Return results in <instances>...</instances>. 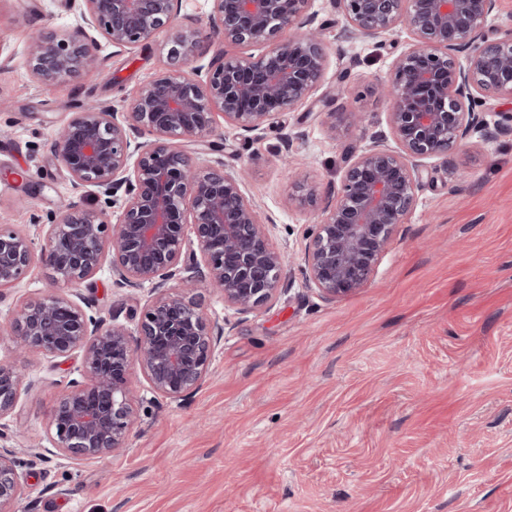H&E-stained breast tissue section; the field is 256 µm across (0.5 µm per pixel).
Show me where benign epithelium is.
I'll list each match as a JSON object with an SVG mask.
<instances>
[{"instance_id":"1","label":"benign epithelium","mask_w":512,"mask_h":512,"mask_svg":"<svg viewBox=\"0 0 512 512\" xmlns=\"http://www.w3.org/2000/svg\"><path fill=\"white\" fill-rule=\"evenodd\" d=\"M178 0H69L79 22L65 35L38 36L29 66L49 89L79 75L94 81L103 68L99 39L119 49L145 48L177 16ZM209 32L177 31L161 68L121 110L83 103L58 131L57 160L72 183L91 186L118 208L116 222L84 199L70 201L49 225L40 257L59 292L23 304L12 332L19 347L66 357L83 354V381L55 406L53 447L76 461L125 447L134 426L131 371L150 390L179 399L202 382L223 327L186 297L205 281L239 314L259 310L283 289L285 256L271 243L257 205L238 176L206 170L217 118L253 132L308 98L323 77L321 33L308 30L309 0H210ZM497 0H335L349 38H375L406 26L413 43L378 88L389 104L387 123L399 148L375 143L349 160L336 201L310 230L304 270L329 298L364 286L396 225L416 201L421 161L442 157L490 128L486 97L512 98V32L486 28ZM261 48L207 67L194 62L207 43ZM189 225L192 235L184 233ZM34 259L31 240L0 228V288H11ZM109 267L119 286L150 285V299L132 333L97 320L65 290ZM23 376L0 364V419L16 407ZM17 462L0 451V512H14L21 493Z\"/></svg>"}]
</instances>
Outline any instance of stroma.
<instances>
[{
    "instance_id": "1",
    "label": "stroma",
    "mask_w": 512,
    "mask_h": 512,
    "mask_svg": "<svg viewBox=\"0 0 512 512\" xmlns=\"http://www.w3.org/2000/svg\"><path fill=\"white\" fill-rule=\"evenodd\" d=\"M151 48L102 43L94 82L53 89L30 75L32 38L77 22L68 0H0V226L42 246L48 225L93 188L75 187L53 151L55 132L86 100L121 105L159 70L178 27L206 26L210 0H181ZM322 24L320 85L273 124L227 126L224 168L284 252L285 288L249 314L199 288L203 313L224 327L198 390L180 400L134 373L137 423L125 448L74 463L53 448L49 420L81 352L20 350L0 335V363L25 375L0 448L20 462L15 512H512V132L426 160L413 210L393 232L369 281L323 298L302 272L321 213L293 202L297 183L334 198L353 152L388 134L389 78L412 35L344 39L331 0H312ZM359 127L335 130L339 113ZM34 261L0 291V326L20 304L54 294ZM89 314L135 328L147 288L117 287L109 271L76 288Z\"/></svg>"
}]
</instances>
